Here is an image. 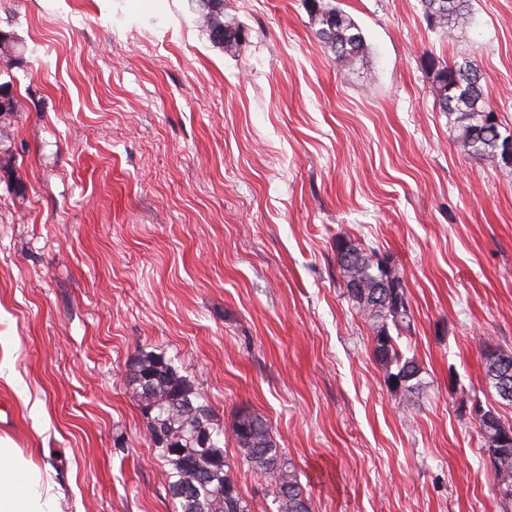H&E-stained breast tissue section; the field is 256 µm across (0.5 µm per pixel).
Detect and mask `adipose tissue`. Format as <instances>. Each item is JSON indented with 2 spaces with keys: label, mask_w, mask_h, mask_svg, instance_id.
<instances>
[{
  "label": "adipose tissue",
  "mask_w": 512,
  "mask_h": 512,
  "mask_svg": "<svg viewBox=\"0 0 512 512\" xmlns=\"http://www.w3.org/2000/svg\"><path fill=\"white\" fill-rule=\"evenodd\" d=\"M60 484L20 449L0 441V512H62Z\"/></svg>",
  "instance_id": "1"
}]
</instances>
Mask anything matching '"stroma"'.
<instances>
[{
    "instance_id": "obj_1",
    "label": "stroma",
    "mask_w": 512,
    "mask_h": 512,
    "mask_svg": "<svg viewBox=\"0 0 512 512\" xmlns=\"http://www.w3.org/2000/svg\"><path fill=\"white\" fill-rule=\"evenodd\" d=\"M368 60L340 63L304 0H224L240 50L187 0H0L21 110L0 123V438L51 465L63 512H172L128 375L188 376L216 422L262 416L312 512H512L464 406L481 348L512 352V166L464 155L429 57L471 60L512 132V0L445 34L420 0H330ZM407 283L402 405L348 299L333 241ZM19 166L15 162L13 154L5 149L0 152V172L2 179V173L4 179H6V185L13 187L14 194L17 197H24V181L19 175Z\"/></svg>"
}]
</instances>
